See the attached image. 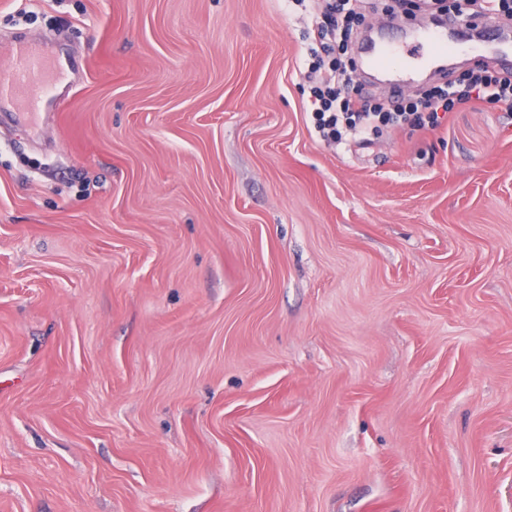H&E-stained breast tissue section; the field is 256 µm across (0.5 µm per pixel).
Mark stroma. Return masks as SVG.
<instances>
[{"label":"stroma","mask_w":512,"mask_h":512,"mask_svg":"<svg viewBox=\"0 0 512 512\" xmlns=\"http://www.w3.org/2000/svg\"><path fill=\"white\" fill-rule=\"evenodd\" d=\"M313 0H0V512H512V111L321 140ZM64 77L56 63L40 49L20 42L8 76L0 80V103L7 101L24 119H32L50 90L51 78L60 81Z\"/></svg>","instance_id":"obj_1"}]
</instances>
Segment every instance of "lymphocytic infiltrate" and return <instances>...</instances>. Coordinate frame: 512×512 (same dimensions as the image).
Here are the masks:
<instances>
[{"label": "lymphocytic infiltrate", "mask_w": 512, "mask_h": 512, "mask_svg": "<svg viewBox=\"0 0 512 512\" xmlns=\"http://www.w3.org/2000/svg\"><path fill=\"white\" fill-rule=\"evenodd\" d=\"M351 0H325L317 40L322 58L309 64L306 79L315 86L314 130L326 142L342 143L346 139L365 140L366 136L403 127L437 128L440 112H452L456 105L482 97L512 105V74L504 75L483 67L472 70L457 89H442L422 94L409 105L385 108L369 104L358 95H350L351 71L334 59L335 50H348L355 39L358 14Z\"/></svg>", "instance_id": "lymphocytic-infiltrate-1"}]
</instances>
